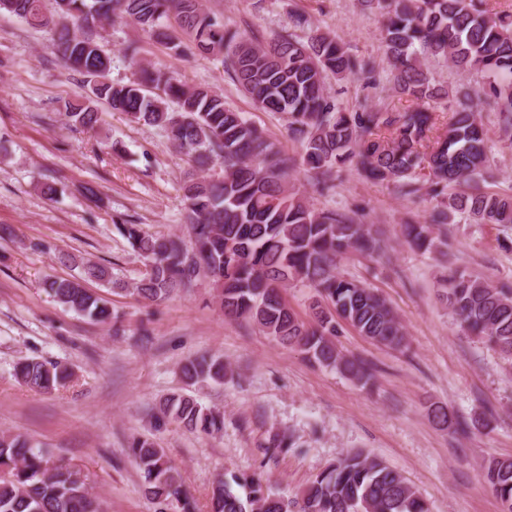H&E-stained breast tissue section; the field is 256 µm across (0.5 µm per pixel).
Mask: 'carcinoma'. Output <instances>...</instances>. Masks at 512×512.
<instances>
[{"instance_id": "carcinoma-1", "label": "carcinoma", "mask_w": 512, "mask_h": 512, "mask_svg": "<svg viewBox=\"0 0 512 512\" xmlns=\"http://www.w3.org/2000/svg\"><path fill=\"white\" fill-rule=\"evenodd\" d=\"M385 18L381 39L397 92L412 102L402 111L374 106L348 112L329 94L326 80L357 74L368 64L352 57L328 32L316 28L307 40L291 33L269 41L224 28L203 0H0V15L14 16L53 32L64 64L84 78L85 101L66 103L70 121L87 130L100 123L99 104L137 124L165 129L173 145L205 168L217 157L224 176L190 177L182 186L189 242L154 236L139 224L116 229L152 270L133 288L140 298L160 301L209 279L224 314L257 325L285 347H297L322 367L336 369L363 387L373 375L361 362L343 355L333 341L336 318L360 335L387 347H408L404 326L375 290L338 272L351 251L372 257L385 241L373 225L334 210L316 209L288 181L299 163L330 189L347 167L373 182L397 184L405 195L426 182L441 206L427 219L400 225L404 240L419 251L446 254L448 241L435 227L464 215L475 224L512 225V194L480 191L473 185L491 177L487 131L473 100L493 98L504 127L512 126V15L491 13L483 0H362ZM126 19L177 55L189 51L224 58L225 71L264 111L280 114L290 136L300 143V160L280 156L258 127L205 86H188L168 72L141 69V78L112 82V57L92 29ZM442 58L463 74L477 71L488 84L448 104L446 133L430 141L432 113L422 102L450 100L448 88L434 83L424 60ZM82 276H50L45 291L59 304L97 322H112V306L89 292L84 280L114 288L112 272L80 261ZM300 282L314 289L312 320L288 303L286 289ZM444 298L462 330L512 361V286L457 269L444 279ZM186 384L224 383L220 356H201L181 368ZM22 383L43 392L70 380L64 366L26 358L14 368ZM433 420L465 433L470 424L442 406ZM202 433L224 429V414L195 399L173 394L154 413ZM129 452L144 478L145 492L160 504L177 502L195 512L181 475L165 450L149 437H135ZM483 479L512 512V459H491ZM242 488L241 496L232 485ZM210 512H429L425 500L400 474L361 451L330 463L294 500H288L254 475L220 478L211 491ZM0 512H105L79 471L54 458L46 445L0 434Z\"/></svg>"}]
</instances>
